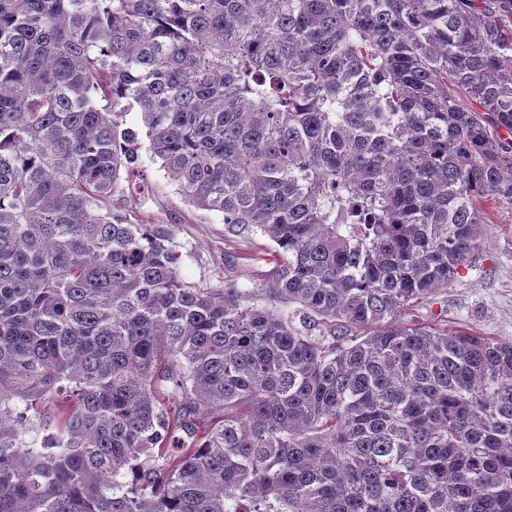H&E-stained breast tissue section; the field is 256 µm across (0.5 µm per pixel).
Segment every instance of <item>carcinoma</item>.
Listing matches in <instances>:
<instances>
[{"label": "carcinoma", "mask_w": 512, "mask_h": 512, "mask_svg": "<svg viewBox=\"0 0 512 512\" xmlns=\"http://www.w3.org/2000/svg\"><path fill=\"white\" fill-rule=\"evenodd\" d=\"M502 130L512 0H0V512H512V343L404 320ZM143 134L265 284L98 206Z\"/></svg>", "instance_id": "1"}]
</instances>
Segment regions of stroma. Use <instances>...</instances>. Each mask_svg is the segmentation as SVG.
Masks as SVG:
<instances>
[{"instance_id":"stroma-1","label":"stroma","mask_w":512,"mask_h":512,"mask_svg":"<svg viewBox=\"0 0 512 512\" xmlns=\"http://www.w3.org/2000/svg\"><path fill=\"white\" fill-rule=\"evenodd\" d=\"M142 162V186L126 192L123 212L132 223L169 228L181 279L199 288L220 289L228 279L260 287L271 268L266 237L256 231L229 234L223 215L187 203L158 162L147 155ZM483 209L481 254L415 315L429 322L445 320L452 330L512 342V207L488 201Z\"/></svg>"}]
</instances>
